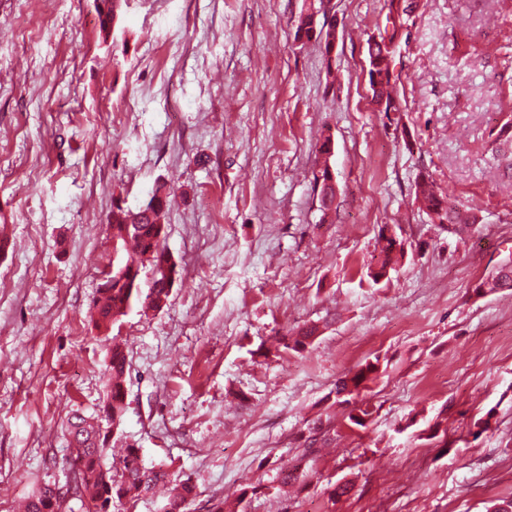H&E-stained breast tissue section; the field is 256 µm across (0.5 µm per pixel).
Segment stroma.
Instances as JSON below:
<instances>
[{
  "label": "stroma",
  "instance_id": "stroma-1",
  "mask_svg": "<svg viewBox=\"0 0 512 512\" xmlns=\"http://www.w3.org/2000/svg\"><path fill=\"white\" fill-rule=\"evenodd\" d=\"M310 2L124 0L104 35L93 0H0V512L66 481L68 414L104 395L88 315L112 201L138 208L160 181L179 275L167 307L110 331L129 361L111 447L190 479L184 512L512 499V289L475 292L512 260V0H418L389 114L365 72L386 0H332L329 57L296 37ZM423 173L476 212L475 231L418 209ZM387 226L404 256L376 284ZM308 325L318 335L291 350ZM374 358L360 427L336 381Z\"/></svg>",
  "mask_w": 512,
  "mask_h": 512
}]
</instances>
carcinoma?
Returning <instances> with one entry per match:
<instances>
[{
    "label": "carcinoma",
    "mask_w": 512,
    "mask_h": 512,
    "mask_svg": "<svg viewBox=\"0 0 512 512\" xmlns=\"http://www.w3.org/2000/svg\"><path fill=\"white\" fill-rule=\"evenodd\" d=\"M121 0H96L100 31L108 35L118 20ZM411 12L403 0H388L386 25L378 36L369 39L367 57L370 61L369 79L373 98L395 103L400 108L391 85L390 47L395 44L404 26L403 16ZM170 190L164 183L155 187L148 202L132 210L112 202L108 224L112 234L115 256L112 269L106 273L102 288L94 303L95 328L107 331L135 306L141 310L160 311L167 306L171 295L170 280L176 279L178 263L164 245L165 218ZM415 201L435 224L448 225V231L461 232L476 224L477 217L459 208L451 198L439 193L430 177L415 184ZM381 266L392 267L396 254L403 253L400 239L379 237ZM512 288V262L500 265L490 282V289ZM380 360L369 361L351 376L341 380L336 393L357 395L366 382L377 377ZM128 360L124 350L112 346L109 355L107 395L103 406L94 416L74 410L68 419L70 443L77 448L74 464L79 467V483L73 500L83 512H112V505L137 500L159 482L173 484L171 504L184 502L193 494L189 479H176L167 465H144L139 449L130 445L117 461H107L106 449L110 438L119 434L125 414ZM27 512H61L54 502L52 486L39 489L27 503Z\"/></svg>",
    "instance_id": "carcinoma-1"
}]
</instances>
